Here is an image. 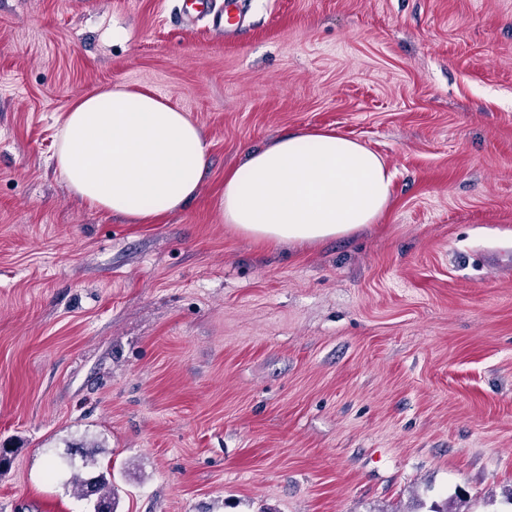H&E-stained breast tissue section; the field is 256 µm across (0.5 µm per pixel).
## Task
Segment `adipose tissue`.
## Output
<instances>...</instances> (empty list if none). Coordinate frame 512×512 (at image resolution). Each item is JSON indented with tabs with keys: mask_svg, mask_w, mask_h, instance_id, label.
Here are the masks:
<instances>
[{
	"mask_svg": "<svg viewBox=\"0 0 512 512\" xmlns=\"http://www.w3.org/2000/svg\"><path fill=\"white\" fill-rule=\"evenodd\" d=\"M208 145L186 113L156 95L116 88L65 112L55 166L91 207L154 224L194 199ZM393 174L333 130L288 132L224 176L222 222L257 243L312 244L357 231L385 210Z\"/></svg>",
	"mask_w": 512,
	"mask_h": 512,
	"instance_id": "ef3b65f1",
	"label": "adipose tissue"
}]
</instances>
